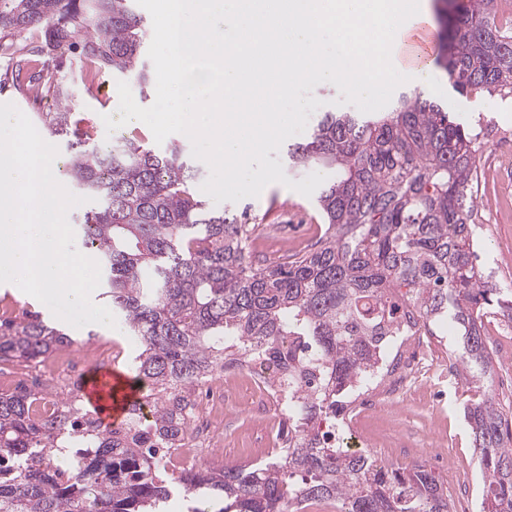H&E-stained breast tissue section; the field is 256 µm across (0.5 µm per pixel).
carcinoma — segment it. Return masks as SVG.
<instances>
[{
    "label": "carcinoma",
    "instance_id": "carcinoma-1",
    "mask_svg": "<svg viewBox=\"0 0 512 512\" xmlns=\"http://www.w3.org/2000/svg\"><path fill=\"white\" fill-rule=\"evenodd\" d=\"M439 63L452 89L512 94V0H445ZM46 35L55 53L78 46L84 78L120 73L146 87L147 35L136 0H0V33ZM33 52L20 48L12 84L42 93ZM66 140L68 175L93 201L78 230L103 270L99 297L123 319L141 351L133 371L154 397L153 420L86 431L94 454L68 439L80 415L39 417L36 394L0 391V512H159L172 484L218 512H287L306 502L338 512H451L434 474L375 467L326 438L355 387L377 380L378 347L397 331V295L412 301L427 331L453 330L466 376L485 378L491 351L484 321L512 320V288L477 264L474 181L479 133L440 104L412 93L387 111L326 112L294 164L332 178L317 197L318 240L301 255L253 265L246 243L257 224L209 209L197 170L179 149L156 152L135 136L97 146L76 113L41 112ZM254 340L288 368L303 395L288 408L287 451L264 463H227L171 473L170 448L200 376L239 343ZM73 343L39 313L0 320V363L42 361ZM478 452L480 512H512V430L495 401L464 406Z\"/></svg>",
    "mask_w": 512,
    "mask_h": 512
}]
</instances>
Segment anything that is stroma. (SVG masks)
<instances>
[{
    "mask_svg": "<svg viewBox=\"0 0 512 512\" xmlns=\"http://www.w3.org/2000/svg\"><path fill=\"white\" fill-rule=\"evenodd\" d=\"M15 44V37L0 34V104H14L33 119L41 112L58 111L60 99L56 87L67 83L71 86L73 111L84 116L95 113L93 126L99 145L106 146L135 133L132 125L107 132L103 122L104 116L117 113V83L122 79L121 74L89 85L79 79L78 55L49 57L42 72L43 95L33 100L19 94L11 82L16 61ZM449 97L460 107L453 115L454 121L483 133L477 162V210L485 225L480 235L478 264L494 272L496 279L507 285L512 283V218L499 223L495 217L503 208L512 209V196L505 193L506 185L512 184V164L500 163L502 152L512 153V95L504 97L477 90L463 95L453 91ZM216 209L246 213L248 223L263 225L264 242H250L248 248L250 259L256 265L283 245L292 254L305 250L321 222L315 197L304 196L278 183L268 185L259 196L226 205L220 203ZM489 383L462 378L457 391L428 387L406 396L391 412L364 414L357 429L364 439L367 454L383 457L387 464L400 468L407 467L413 456H420L422 464L443 484L448 481L449 469L465 468V482L450 496L452 512H478V454L463 417V407L473 394L488 391ZM254 398V389L243 380L226 394L224 446L208 460V467L267 459L268 453L261 446L263 423L250 410Z\"/></svg>",
    "mask_w": 512,
    "mask_h": 512,
    "instance_id": "stroma-1",
    "label": "stroma"
}]
</instances>
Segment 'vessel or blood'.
Here are the masks:
<instances>
[{
	"mask_svg": "<svg viewBox=\"0 0 512 512\" xmlns=\"http://www.w3.org/2000/svg\"><path fill=\"white\" fill-rule=\"evenodd\" d=\"M431 41L427 31L421 30L410 39L406 54L410 61L422 62L430 53ZM121 373L115 369L92 371L83 388L84 397L94 412L103 422H119L132 405L141 399L140 390L132 386H119Z\"/></svg>",
	"mask_w": 512,
	"mask_h": 512,
	"instance_id": "1",
	"label": "vessel or blood"
}]
</instances>
